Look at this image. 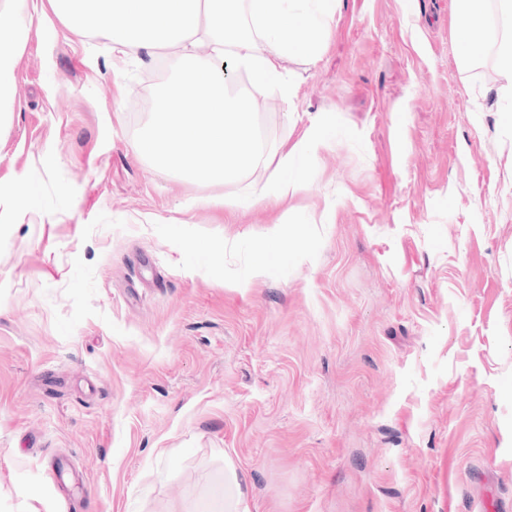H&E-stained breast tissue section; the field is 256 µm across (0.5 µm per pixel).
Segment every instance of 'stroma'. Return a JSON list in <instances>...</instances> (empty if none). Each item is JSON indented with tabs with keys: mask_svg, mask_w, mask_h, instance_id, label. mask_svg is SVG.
Masks as SVG:
<instances>
[{
	"mask_svg": "<svg viewBox=\"0 0 512 512\" xmlns=\"http://www.w3.org/2000/svg\"><path fill=\"white\" fill-rule=\"evenodd\" d=\"M454 17L343 0L296 96L253 94L281 152L334 114L308 188L242 210L273 170L203 185L131 147L176 56L30 26L0 120V201L32 192L0 208V512H211L228 457L249 512H512V122Z\"/></svg>",
	"mask_w": 512,
	"mask_h": 512,
	"instance_id": "stroma-1",
	"label": "stroma"
}]
</instances>
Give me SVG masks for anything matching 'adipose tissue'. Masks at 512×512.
Masks as SVG:
<instances>
[{
	"instance_id": "adipose-tissue-1",
	"label": "adipose tissue",
	"mask_w": 512,
	"mask_h": 512,
	"mask_svg": "<svg viewBox=\"0 0 512 512\" xmlns=\"http://www.w3.org/2000/svg\"><path fill=\"white\" fill-rule=\"evenodd\" d=\"M505 21L496 63L512 77V0H457L456 40L464 63H472L485 44L482 21L490 2ZM56 17L78 38L107 39L121 60L141 55L158 58L178 50L182 66L167 92L155 99L150 124L133 149L152 164L169 167L199 184L236 183L257 168L274 167L275 179L250 187L233 206L248 208L282 203L305 191V161L324 142L330 116L311 122L284 155L275 156L259 142L249 91L229 84L223 65L233 62L251 84L278 87L285 97L296 91L286 63L296 56L319 60L322 32L333 21L341 0H49ZM0 10V112L12 101V80L26 32L43 17L38 0H14ZM207 45L206 58L196 49ZM190 95L205 105L189 115L173 111V100ZM248 475L232 459L224 461V487L214 512H249Z\"/></svg>"
}]
</instances>
